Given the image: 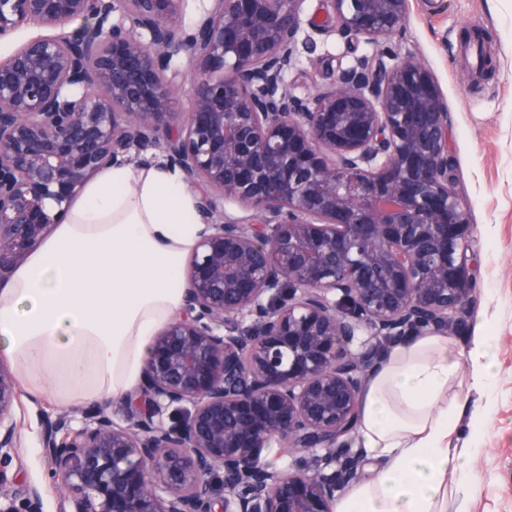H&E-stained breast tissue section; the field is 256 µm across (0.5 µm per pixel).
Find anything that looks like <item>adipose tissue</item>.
<instances>
[{
	"label": "adipose tissue",
	"instance_id": "obj_1",
	"mask_svg": "<svg viewBox=\"0 0 512 512\" xmlns=\"http://www.w3.org/2000/svg\"><path fill=\"white\" fill-rule=\"evenodd\" d=\"M208 227L182 173L159 160L116 163L89 179L11 276L0 281V357L24 388L67 409L127 401L154 338L183 310L187 262ZM497 341L488 329L456 352L447 335L398 342L370 373L351 445L377 467L333 512H445L466 503L474 450L452 448L465 401L448 388L489 391Z\"/></svg>",
	"mask_w": 512,
	"mask_h": 512
}]
</instances>
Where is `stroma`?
<instances>
[{
	"mask_svg": "<svg viewBox=\"0 0 512 512\" xmlns=\"http://www.w3.org/2000/svg\"><path fill=\"white\" fill-rule=\"evenodd\" d=\"M334 27L324 0H305L301 33L313 35L317 49L302 54L288 74L296 94L329 87L339 70L373 53V45L348 43ZM473 27L492 36L493 70L482 78L462 44L465 30ZM392 45L421 61L443 95L455 188L473 226L476 310L451 337L461 352L482 328L498 338L490 395L468 397L472 409L491 403V414L479 429L462 426L454 440L459 447L477 446L475 488L466 510L512 512V0H409L405 27ZM59 413L45 399L19 391L14 408L19 438L8 494L18 501L28 488H38L42 512L65 507L42 449L41 421Z\"/></svg>",
	"mask_w": 512,
	"mask_h": 512,
	"instance_id": "stroma-1",
	"label": "stroma"
}]
</instances>
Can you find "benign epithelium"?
<instances>
[{
  "label": "benign epithelium",
  "mask_w": 512,
  "mask_h": 512,
  "mask_svg": "<svg viewBox=\"0 0 512 512\" xmlns=\"http://www.w3.org/2000/svg\"><path fill=\"white\" fill-rule=\"evenodd\" d=\"M182 2L0 0V40L50 30L0 59V281L133 149L163 150L211 229L127 424L62 415L43 451L70 512H333L363 472L349 439L387 347L446 334L475 304L448 112L425 67L389 49L295 94L286 76L314 46L297 38L304 0H210L188 28ZM330 2L348 41L406 24L408 0ZM182 57L185 116L168 76ZM224 199L261 221L220 217ZM17 397L0 365V489ZM274 438L294 470L261 461Z\"/></svg>",
  "instance_id": "7a95c632"
}]
</instances>
